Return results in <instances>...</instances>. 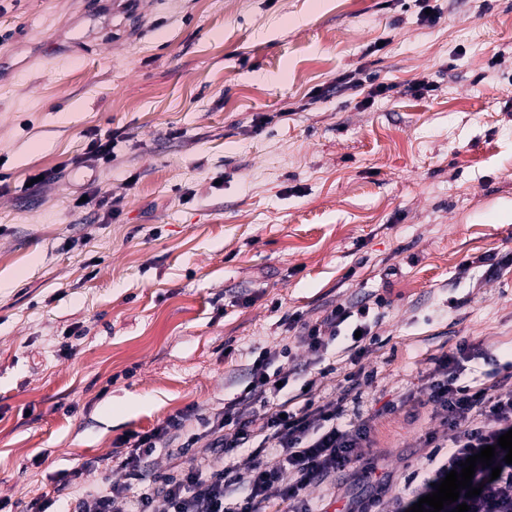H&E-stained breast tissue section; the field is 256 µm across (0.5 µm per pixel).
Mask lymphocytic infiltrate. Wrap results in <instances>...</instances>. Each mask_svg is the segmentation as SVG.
I'll list each match as a JSON object with an SVG mask.
<instances>
[{
    "label": "lymphocytic infiltrate",
    "instance_id": "lymphocytic-infiltrate-1",
    "mask_svg": "<svg viewBox=\"0 0 512 512\" xmlns=\"http://www.w3.org/2000/svg\"><path fill=\"white\" fill-rule=\"evenodd\" d=\"M367 312L364 306L354 311L339 305L313 320L293 318L287 328L306 346L314 367L338 336H350L348 350L356 366L373 342L372 329L362 320ZM486 356L481 346L463 342L437 358L436 373L423 393L452 438L447 452L429 454L428 473L409 490L412 500L431 494L434 483L490 445L497 449L493 464L476 467L473 481L482 491L467 504L484 503V512H512V464L505 463L506 452L497 446L499 437L512 430V364L494 366L482 381L462 378L466 363ZM276 357L275 351H261L244 395L220 411L193 405L151 430L117 438L112 458L123 481L85 489L74 512H265L274 496L278 512H324L310 498V488L346 470L374 476V492L385 490L388 481L378 476V462L369 453L376 416L361 408V395L323 402L309 377L300 398H291L281 374L270 370ZM179 439L190 446L206 443L211 452L174 465L157 476L156 487H145L144 460L160 441ZM253 442L260 451L273 450V460L256 456L243 468L230 464V457ZM496 465L501 468L497 476L492 473ZM138 482L143 490H135ZM159 496L164 499L160 509L155 506Z\"/></svg>",
    "mask_w": 512,
    "mask_h": 512
}]
</instances>
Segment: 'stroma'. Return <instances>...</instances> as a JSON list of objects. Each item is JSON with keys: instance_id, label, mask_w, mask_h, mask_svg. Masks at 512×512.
I'll use <instances>...</instances> for the list:
<instances>
[{"instance_id": "obj_1", "label": "stroma", "mask_w": 512, "mask_h": 512, "mask_svg": "<svg viewBox=\"0 0 512 512\" xmlns=\"http://www.w3.org/2000/svg\"><path fill=\"white\" fill-rule=\"evenodd\" d=\"M314 2L0 0L6 512H73L101 475L61 473L235 401L262 349L303 377L283 320L340 303L371 307L361 392L392 476L374 512H399L426 436L451 437L404 394L464 340L512 362V0ZM346 74L391 90L361 107ZM90 132L117 135L111 165H80ZM89 186L119 216L74 208ZM323 364L333 401L345 341Z\"/></svg>"}]
</instances>
